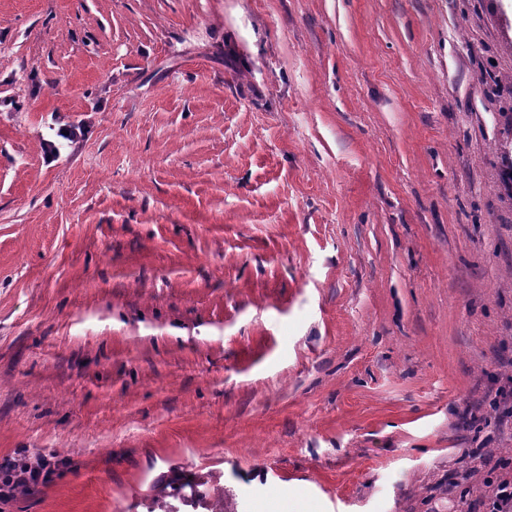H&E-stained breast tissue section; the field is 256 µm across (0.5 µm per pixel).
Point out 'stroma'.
Masks as SVG:
<instances>
[{
	"mask_svg": "<svg viewBox=\"0 0 512 512\" xmlns=\"http://www.w3.org/2000/svg\"><path fill=\"white\" fill-rule=\"evenodd\" d=\"M492 386L512 0H0V512H472ZM52 458L54 457L36 454L19 461L0 464V472L5 470L4 477L1 476L0 499L9 497L18 487L35 486L42 482L55 464Z\"/></svg>",
	"mask_w": 512,
	"mask_h": 512,
	"instance_id": "obj_1",
	"label": "stroma"
}]
</instances>
